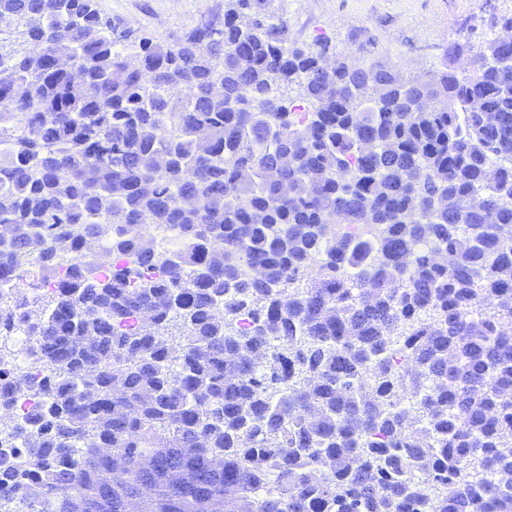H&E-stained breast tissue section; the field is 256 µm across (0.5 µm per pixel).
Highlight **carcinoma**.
I'll use <instances>...</instances> for the list:
<instances>
[{"mask_svg":"<svg viewBox=\"0 0 512 512\" xmlns=\"http://www.w3.org/2000/svg\"><path fill=\"white\" fill-rule=\"evenodd\" d=\"M267 2L123 44L97 0H0L12 512H126L148 459L138 512H512L506 48L405 81Z\"/></svg>","mask_w":512,"mask_h":512,"instance_id":"cac0c4a2","label":"carcinoma"}]
</instances>
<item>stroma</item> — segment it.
I'll use <instances>...</instances> for the list:
<instances>
[{
  "mask_svg": "<svg viewBox=\"0 0 512 512\" xmlns=\"http://www.w3.org/2000/svg\"><path fill=\"white\" fill-rule=\"evenodd\" d=\"M115 33L174 41L223 16L225 0H98ZM292 41H328L358 62H380L404 79L454 65L470 73L487 41L512 21V0H269Z\"/></svg>",
  "mask_w": 512,
  "mask_h": 512,
  "instance_id": "35a3bbf8",
  "label": "stroma"
}]
</instances>
